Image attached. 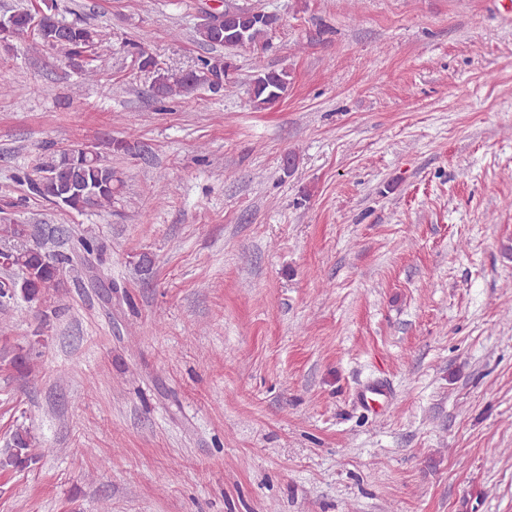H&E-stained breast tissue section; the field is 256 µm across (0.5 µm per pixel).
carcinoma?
Wrapping results in <instances>:
<instances>
[{
	"mask_svg": "<svg viewBox=\"0 0 512 512\" xmlns=\"http://www.w3.org/2000/svg\"><path fill=\"white\" fill-rule=\"evenodd\" d=\"M5 20L21 30L35 27L31 48L54 52L87 80L98 76L99 68L89 51L112 37L107 29L58 18L54 0H42L38 7L21 6ZM276 23L274 15L262 11L224 9V22L203 23L198 28V35L202 45L223 48L227 53L200 57L194 69L187 72H175L162 66L137 41H127L125 47L130 56L138 58L139 70L151 75L154 96L163 103L187 94L195 87H206L210 92L223 89L235 71L232 53L240 48L261 45ZM289 84L288 71L262 67L251 81L250 101L259 109L270 107L282 99ZM92 147L93 151L84 156L61 153L59 158L23 172L19 181L32 194L63 210L82 213L109 208L122 181L106 155L132 154L136 146L124 139H110L103 144L94 143ZM33 231L35 226L31 224H0V237L12 242L6 248L10 264L3 268L0 277V309L8 308L17 300L43 303L50 292L59 288L64 270L99 250L91 236L78 237L67 252L52 250L47 244L60 239L64 231L49 228L42 237L34 235ZM38 343L40 340L37 339L27 347L17 346L10 351V364L16 372L23 374L30 370L31 355ZM45 452L32 431L18 425L11 434L9 448L0 457V470L26 469Z\"/></svg>",
	"mask_w": 512,
	"mask_h": 512,
	"instance_id": "1",
	"label": "carcinoma"
}]
</instances>
